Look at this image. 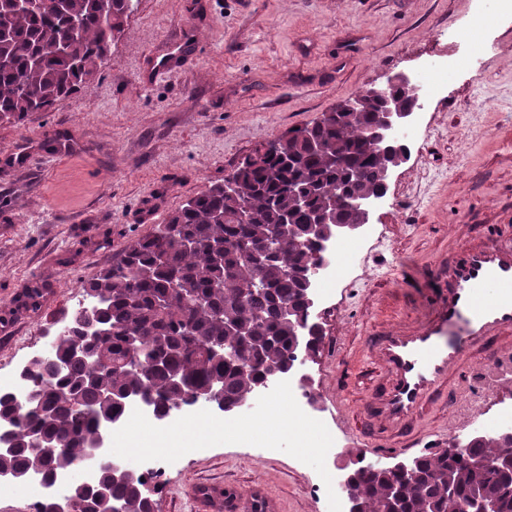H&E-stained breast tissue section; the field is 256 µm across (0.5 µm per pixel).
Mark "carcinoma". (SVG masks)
I'll use <instances>...</instances> for the list:
<instances>
[{"label":"carcinoma","instance_id":"obj_1","mask_svg":"<svg viewBox=\"0 0 512 512\" xmlns=\"http://www.w3.org/2000/svg\"><path fill=\"white\" fill-rule=\"evenodd\" d=\"M133 0H42L35 12L0 0V120L19 122L46 112L98 73L121 33ZM376 104L362 97L357 112H325L310 126L292 129L246 156L231 176L170 214L158 231L130 245L122 258L83 287L101 309L106 333L58 334L52 355L32 373L41 412L0 392V413L16 416L13 447L0 453V474L59 472L88 466L87 446L98 423L126 420L125 394L142 392L157 415L188 407L201 391H223L224 408L249 398L274 368L293 365L304 342L303 289L312 281L313 223L325 196L343 188L374 198L385 190L386 144L370 139ZM345 159L346 168L329 161ZM288 223V232L280 227ZM263 251L241 252V244ZM135 345H130V340ZM235 348L224 358L210 352ZM245 356L248 364L240 363ZM137 357L138 368L128 364ZM53 445L41 456L30 437ZM472 454L512 456V436L498 432L471 443ZM419 477L403 487L406 512H463L473 492L512 512V474L473 470L442 451L419 456ZM457 495L448 497L447 476ZM392 473L356 467L343 493L356 512H392ZM122 512H149L145 482L134 487L97 469L92 485L70 487L73 512H104L101 490Z\"/></svg>","mask_w":512,"mask_h":512}]
</instances>
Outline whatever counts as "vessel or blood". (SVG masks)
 Returning <instances> with one entry per match:
<instances>
[{
	"instance_id": "vessel-or-blood-1",
	"label": "vessel or blood",
	"mask_w": 512,
	"mask_h": 512,
	"mask_svg": "<svg viewBox=\"0 0 512 512\" xmlns=\"http://www.w3.org/2000/svg\"><path fill=\"white\" fill-rule=\"evenodd\" d=\"M197 35L184 27L162 59H146L149 79H157L188 63ZM433 274L447 283L445 292L421 311L392 323L372 339L369 356L382 372V383L366 398L365 417L386 440L419 445L414 432L428 401L449 390L459 370L482 364V397L475 409L512 390V243L493 236H470L453 260L432 265ZM203 512H280L264 487L247 496L215 486L196 491Z\"/></svg>"
}]
</instances>
